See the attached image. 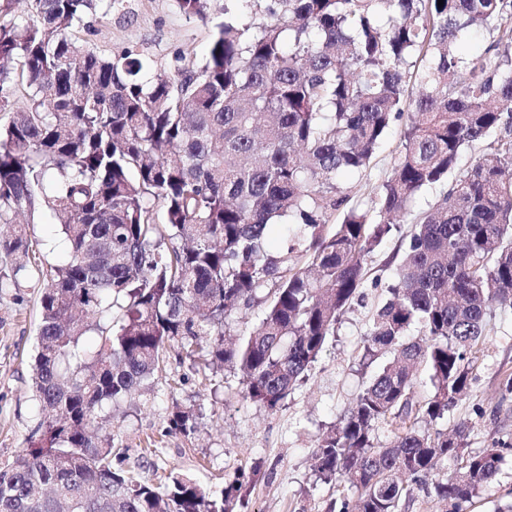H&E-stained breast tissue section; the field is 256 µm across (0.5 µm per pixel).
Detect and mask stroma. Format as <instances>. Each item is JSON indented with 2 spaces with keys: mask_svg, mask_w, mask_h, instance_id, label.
<instances>
[{
  "mask_svg": "<svg viewBox=\"0 0 512 512\" xmlns=\"http://www.w3.org/2000/svg\"><path fill=\"white\" fill-rule=\"evenodd\" d=\"M225 0H212L210 23L186 17L173 0H126L105 19L90 18L76 32L78 43L103 54L130 50L143 55L155 75L169 76L174 60L185 56L198 63L206 57L212 26L224 19ZM404 121H397L383 139L370 166L339 175L353 199L370 206L375 188L390 175L399 151ZM29 237L49 259L68 258L67 243L48 211L20 215ZM406 215L391 237L367 259L365 305H352L337 324L326 348L288 400L275 410L243 399L241 375L192 366L170 353L163 373L146 389L113 405V446L124 452L139 480L156 484L175 471L211 491H220L235 471L260 466L264 478L250 495V512H325L332 491L317 483L314 454L318 440L351 405L375 373L361 363L363 342L381 287L392 277L388 260L413 229ZM14 258L0 254V270L8 272ZM43 283L35 265L0 283V466L25 453L43 419L30 379L36 346L38 301ZM491 331L482 340L469 393L444 418L429 422V431L467 427L470 451L507 444L496 481L468 512H494L512 502V394H503V377L512 372V310L495 309ZM199 409L195 435L168 429L174 404Z\"/></svg>",
  "mask_w": 512,
  "mask_h": 512,
  "instance_id": "obj_1",
  "label": "stroma"
}]
</instances>
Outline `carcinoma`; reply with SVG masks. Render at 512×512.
Segmentation results:
<instances>
[{"label":"carcinoma","mask_w":512,"mask_h":512,"mask_svg":"<svg viewBox=\"0 0 512 512\" xmlns=\"http://www.w3.org/2000/svg\"><path fill=\"white\" fill-rule=\"evenodd\" d=\"M25 2L26 18L0 17V253L36 258L13 218L44 206L70 255L41 270L32 384L44 421L0 468V512H245L260 467L218 494L173 472L146 484L114 466L105 407L146 388L174 347L240 371L244 399L281 406L363 296L366 258L421 189L445 183L370 320L363 361L393 360L322 435L314 470L361 491L326 512H401L409 484L460 457L426 492L451 512L473 504L502 450L468 452L464 428L418 423L469 391L493 308L512 309V0H243L249 20L215 25L202 65L156 79L140 55L77 46L75 30L114 0ZM209 2L175 0L201 21ZM472 29L490 36L475 58ZM407 107L397 160L363 212L336 177L368 168ZM494 133L455 173L462 149ZM283 216L291 264L272 249ZM256 304L259 323L226 346V319ZM416 323L423 341L408 337ZM422 365L433 392L419 401ZM168 425L189 437L196 414L176 404ZM382 425L394 428L385 445Z\"/></svg>","instance_id":"carcinoma-1"}]
</instances>
